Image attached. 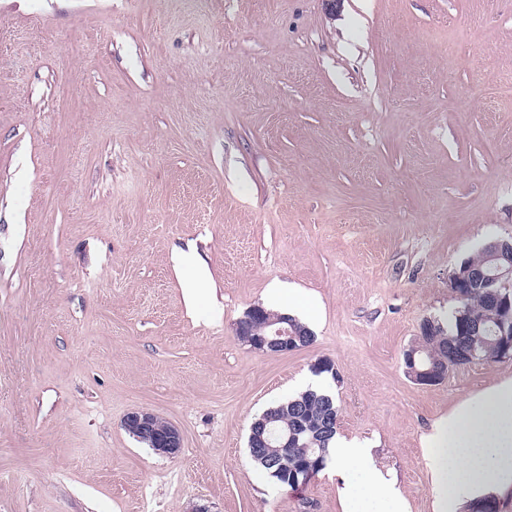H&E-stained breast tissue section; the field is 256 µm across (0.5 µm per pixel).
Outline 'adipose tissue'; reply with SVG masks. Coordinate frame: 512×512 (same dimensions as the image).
<instances>
[{
  "label": "adipose tissue",
  "mask_w": 512,
  "mask_h": 512,
  "mask_svg": "<svg viewBox=\"0 0 512 512\" xmlns=\"http://www.w3.org/2000/svg\"><path fill=\"white\" fill-rule=\"evenodd\" d=\"M425 445L434 512H463L477 498L512 490V378L440 417ZM368 456L353 440L338 436L330 444V459L348 476L345 512H409Z\"/></svg>",
  "instance_id": "adipose-tissue-1"
}]
</instances>
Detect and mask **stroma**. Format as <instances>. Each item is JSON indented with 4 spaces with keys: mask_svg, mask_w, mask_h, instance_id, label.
Segmentation results:
<instances>
[{
    "mask_svg": "<svg viewBox=\"0 0 512 512\" xmlns=\"http://www.w3.org/2000/svg\"><path fill=\"white\" fill-rule=\"evenodd\" d=\"M509 80L512 0H0V512H344L248 453L315 377L432 512L423 437L512 359L402 353L512 238ZM273 283L319 317L270 356L236 326ZM123 423L127 431L159 454L174 457L183 447L179 429L171 423L162 425L160 417L152 412L142 409L129 411Z\"/></svg>",
    "mask_w": 512,
    "mask_h": 512,
    "instance_id": "1",
    "label": "stroma"
}]
</instances>
